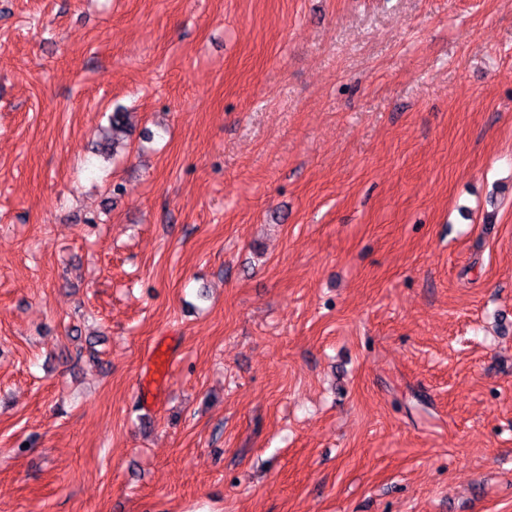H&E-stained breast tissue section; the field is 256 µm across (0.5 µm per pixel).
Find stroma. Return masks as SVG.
<instances>
[{"label": "stroma", "mask_w": 512, "mask_h": 512, "mask_svg": "<svg viewBox=\"0 0 512 512\" xmlns=\"http://www.w3.org/2000/svg\"><path fill=\"white\" fill-rule=\"evenodd\" d=\"M0 512H512V0H0ZM127 112H112L109 119V127L106 129L102 142L99 144L101 153L111 151L112 155L121 144L123 137L127 134L126 127Z\"/></svg>", "instance_id": "obj_1"}]
</instances>
